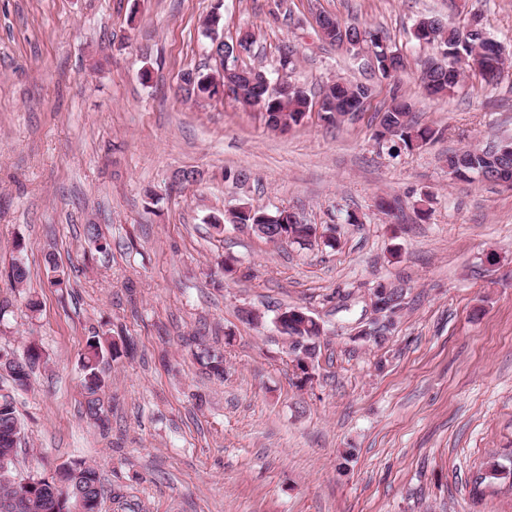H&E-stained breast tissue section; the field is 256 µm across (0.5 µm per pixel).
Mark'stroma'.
I'll return each mask as SVG.
<instances>
[{"instance_id": "35a3bbf8", "label": "stroma", "mask_w": 512, "mask_h": 512, "mask_svg": "<svg viewBox=\"0 0 512 512\" xmlns=\"http://www.w3.org/2000/svg\"><path fill=\"white\" fill-rule=\"evenodd\" d=\"M215 9L226 42L252 36L240 66L314 99L335 79L366 84L363 112L332 126L313 108L280 133L232 95L183 100L182 74L211 64L201 23ZM325 14L379 30L404 69L382 76L328 43ZM474 15L508 58L499 83L428 95L438 50L417 43L416 22ZM401 99L435 141H377ZM503 137L512 0H0V350L33 340L45 354L29 389L0 371L23 424L18 473L85 461L107 490L101 512H512L507 480L470 496L489 459L512 468V187L447 164ZM187 168L202 181L172 189ZM242 204L293 210L338 243L212 228ZM49 255L67 290L50 285ZM17 260L22 288L6 277ZM380 283L405 304L377 345L355 332ZM285 307L324 326L306 385L273 324ZM96 332L133 348L101 367L100 428L80 366ZM199 334L223 352V380L197 360Z\"/></svg>"}]
</instances>
